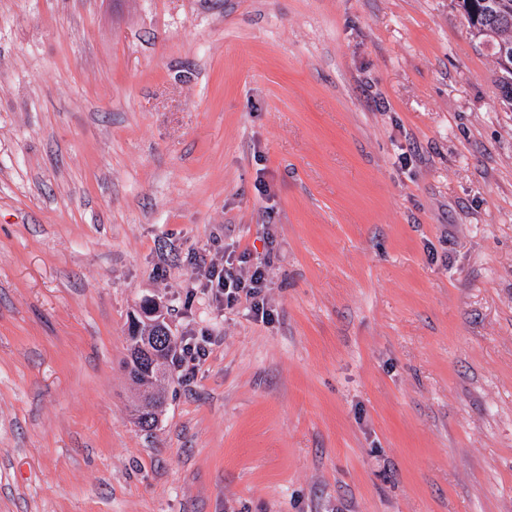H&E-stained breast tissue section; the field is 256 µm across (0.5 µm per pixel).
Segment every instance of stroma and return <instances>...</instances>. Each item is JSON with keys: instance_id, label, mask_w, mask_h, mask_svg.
Segmentation results:
<instances>
[{"instance_id": "stroma-1", "label": "stroma", "mask_w": 512, "mask_h": 512, "mask_svg": "<svg viewBox=\"0 0 512 512\" xmlns=\"http://www.w3.org/2000/svg\"><path fill=\"white\" fill-rule=\"evenodd\" d=\"M498 74L457 0H0V512H512ZM147 298L218 340L149 433ZM192 259L197 266V276L204 280V287L214 302L231 305L244 296L254 312L261 315V319L270 317V309L263 295V289L267 288L265 264L244 266L243 260L235 264L234 260L228 258L224 260V267L219 269L213 264L201 265L196 255ZM148 336V343L156 357L155 366L150 369L151 363L143 360L137 348L139 341ZM128 361L130 375L139 389V397L132 406V416L135 424L143 431H152L158 423L159 409L162 401L158 396L157 388L161 381L169 379L168 360L173 351V337L170 331L165 336H158L157 332L150 331L144 319L138 314L128 322L127 328ZM149 392L152 398L149 402L142 400L143 394Z\"/></svg>"}]
</instances>
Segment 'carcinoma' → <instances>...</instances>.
<instances>
[{"label": "carcinoma", "instance_id": "cac0c4a2", "mask_svg": "<svg viewBox=\"0 0 512 512\" xmlns=\"http://www.w3.org/2000/svg\"><path fill=\"white\" fill-rule=\"evenodd\" d=\"M459 6L467 14L470 25L478 35L494 41L497 51L505 48L512 56V0H496L494 6L488 0H459ZM498 89L502 104L512 111L511 72H503L498 81ZM127 343L130 375L139 392L152 395L148 402L137 397L132 406V416L141 430L150 432L157 426L162 406L157 388L170 375L168 360L173 351V337L169 333L160 336L149 330L144 319L137 315L128 322Z\"/></svg>", "mask_w": 512, "mask_h": 512}]
</instances>
